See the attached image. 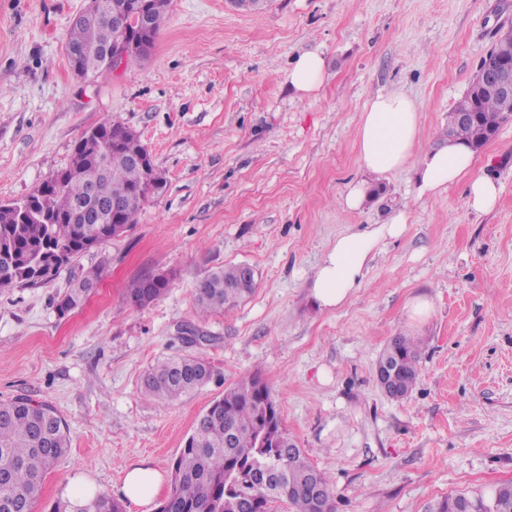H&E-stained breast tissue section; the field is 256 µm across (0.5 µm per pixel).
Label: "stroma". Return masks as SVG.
I'll use <instances>...</instances> for the list:
<instances>
[{
    "instance_id": "35a3bbf8",
    "label": "stroma",
    "mask_w": 512,
    "mask_h": 512,
    "mask_svg": "<svg viewBox=\"0 0 512 512\" xmlns=\"http://www.w3.org/2000/svg\"><path fill=\"white\" fill-rule=\"evenodd\" d=\"M85 0H0V201L25 198L64 169L106 120L136 132L164 186L122 236L83 254L51 283L0 294V402L53 406L70 447L44 478L34 512L66 488L121 497L145 464L171 489L173 460L225 387L260 374L289 436L330 474L336 512H429L459 493L491 499L512 483V121L475 153L501 186L491 212L459 182L416 196L415 167L374 181L362 209L338 199L361 174L359 116L379 94L416 104L420 147L440 143L480 59L512 28V0H268L258 14L225 0H170L144 59L80 81L65 55ZM319 51L327 77L298 97L285 76ZM408 211L361 288L320 311L309 279L341 233ZM247 264L253 295L199 318L197 282ZM102 274L87 302L56 298L83 271ZM167 275L137 308L126 288ZM429 298L411 320L407 305ZM200 338L185 341L181 327ZM395 336L422 342L410 394L375 378ZM189 353L213 381L166 405L145 394L148 369Z\"/></svg>"
}]
</instances>
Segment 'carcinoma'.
<instances>
[{
  "mask_svg": "<svg viewBox=\"0 0 512 512\" xmlns=\"http://www.w3.org/2000/svg\"><path fill=\"white\" fill-rule=\"evenodd\" d=\"M112 42V23L73 24L68 45L102 57ZM473 113L472 123L453 128L452 138L470 148L487 143L506 122L494 97L467 90L454 108ZM104 150L125 141L126 127L108 120ZM86 147L76 143L74 152ZM88 151V150H86ZM91 168H103L94 198H88L82 179L59 172L28 196L41 205L40 194L50 195V224H23L19 211L0 209V292L20 286H37L55 279L60 270L89 251L87 242L99 246L127 232L137 223L144 202L154 192L151 173L131 161H101L98 145L87 154ZM117 223H110L112 210ZM100 270L88 272L59 296L56 307L64 316L79 307L95 287ZM169 279L145 277L126 289L127 300L145 307L160 298ZM255 290L244 282L243 265L220 267L198 281L195 288L200 316L228 312ZM380 359L389 361L405 388L414 387L419 375L420 348L415 339L395 336ZM214 378L211 366L193 356L167 358L144 378L145 392L173 403L196 392ZM70 439L65 421L47 404L25 396L0 402V512H12L19 502L35 503L42 482L67 452ZM287 500L293 512H334L331 476L315 467L304 451L288 437L278 406L266 381L253 375L224 389L221 398L199 416L193 432L172 463L169 495L157 512H269L271 503ZM512 512V483L497 487L491 503L479 496L458 494L438 503L436 512ZM53 512H124L122 501L97 492L84 503L58 502Z\"/></svg>",
  "mask_w": 512,
  "mask_h": 512,
  "instance_id": "1",
  "label": "carcinoma"
}]
</instances>
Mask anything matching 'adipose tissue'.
<instances>
[{
    "label": "adipose tissue",
    "mask_w": 512,
    "mask_h": 512,
    "mask_svg": "<svg viewBox=\"0 0 512 512\" xmlns=\"http://www.w3.org/2000/svg\"><path fill=\"white\" fill-rule=\"evenodd\" d=\"M325 76L323 56L307 52L289 70L287 81L295 93L308 96L320 88ZM420 129L416 106L405 94H380L368 101L358 127V157L364 176L351 181L340 195L343 210L355 211L363 206L371 177L384 176L412 162L417 165L418 197L438 196L448 186L464 180L469 185L468 205L472 210L487 212L494 208L500 188L493 180L475 174L472 151L457 141L417 152ZM407 222V213L396 210L384 223L337 236L313 275L310 297L314 306L322 311L342 306L362 287L371 262L386 240L399 237ZM160 488L161 477L156 470L136 466L126 473L122 491L131 502L146 506Z\"/></svg>",
    "instance_id": "obj_1"
}]
</instances>
